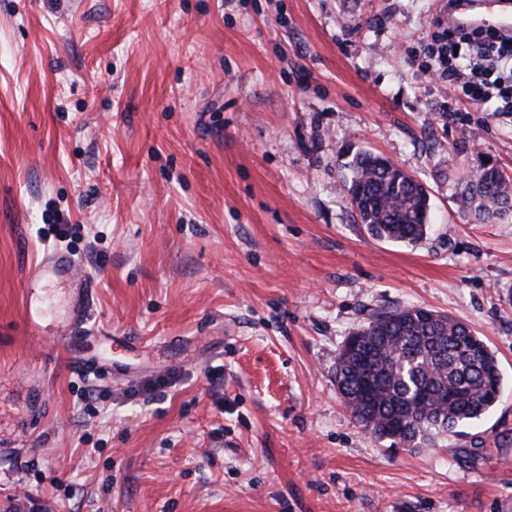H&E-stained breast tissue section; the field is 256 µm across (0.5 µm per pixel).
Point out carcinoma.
I'll use <instances>...</instances> for the list:
<instances>
[{
	"label": "carcinoma",
	"mask_w": 512,
	"mask_h": 512,
	"mask_svg": "<svg viewBox=\"0 0 512 512\" xmlns=\"http://www.w3.org/2000/svg\"><path fill=\"white\" fill-rule=\"evenodd\" d=\"M343 182L360 223L380 240L420 241L430 204L389 161L355 154ZM458 180L462 211L480 222L512 212V176L488 169ZM336 389L356 423L392 448H420L437 436L459 437V427L481 419L503 396L495 352L462 320L419 306L373 314L336 355Z\"/></svg>",
	"instance_id": "cac0c4a2"
}]
</instances>
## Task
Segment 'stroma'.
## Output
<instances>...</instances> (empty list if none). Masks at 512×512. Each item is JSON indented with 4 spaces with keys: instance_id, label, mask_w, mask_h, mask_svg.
I'll list each match as a JSON object with an SVG mask.
<instances>
[{
    "instance_id": "1",
    "label": "stroma",
    "mask_w": 512,
    "mask_h": 512,
    "mask_svg": "<svg viewBox=\"0 0 512 512\" xmlns=\"http://www.w3.org/2000/svg\"><path fill=\"white\" fill-rule=\"evenodd\" d=\"M434 0H0V512H512V112L449 111L413 59ZM421 180L418 243L371 238L360 151ZM67 224L68 237L50 227ZM71 252L95 281L62 339ZM422 306L496 353L504 396L461 438L392 449L334 382L368 315ZM109 355L114 376L51 356ZM473 178L482 189L478 194L469 185ZM455 190L462 211L480 222H491L512 212V176L504 170L491 168L468 180L459 178ZM76 260L70 255L53 253L35 265L34 273L44 279L69 281L75 288L74 298L67 314L66 326L82 328L89 314L93 301V280L87 275L79 274ZM48 309L42 302H33L27 298L24 307V326L29 336H42L43 323L46 320Z\"/></svg>"
}]
</instances>
